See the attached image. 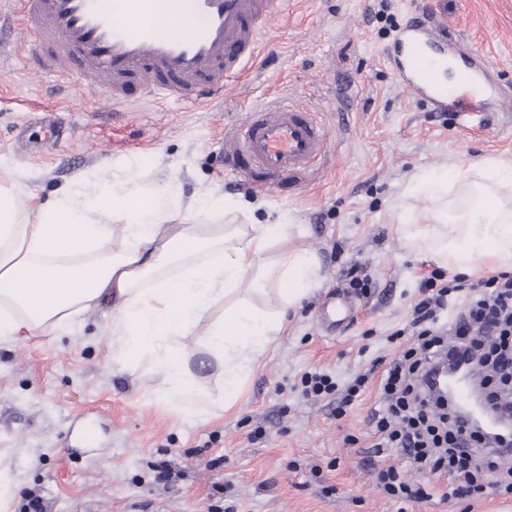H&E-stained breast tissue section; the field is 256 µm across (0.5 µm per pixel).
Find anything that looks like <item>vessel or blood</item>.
<instances>
[{
    "instance_id": "vessel-or-blood-1",
    "label": "vessel or blood",
    "mask_w": 512,
    "mask_h": 512,
    "mask_svg": "<svg viewBox=\"0 0 512 512\" xmlns=\"http://www.w3.org/2000/svg\"><path fill=\"white\" fill-rule=\"evenodd\" d=\"M0 28L30 25L48 52L42 67L75 77L87 97L108 91L113 103L128 99L130 83L163 104L187 95L212 101L225 82L243 70L258 50L260 27L279 18L285 0H190L200 26L179 16L162 25L152 19L153 0H8ZM448 49L436 29L403 31L394 73L413 98L436 109L455 107L457 124L470 123L492 90L469 57H461L453 83L441 80ZM329 133L307 110L278 104L251 112L226 143L233 155L268 175L307 168L321 156ZM352 315L347 294L326 298L322 321L339 327Z\"/></svg>"
}]
</instances>
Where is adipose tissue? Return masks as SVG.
<instances>
[{
  "label": "adipose tissue",
  "instance_id": "ef3b65f1",
  "mask_svg": "<svg viewBox=\"0 0 512 512\" xmlns=\"http://www.w3.org/2000/svg\"><path fill=\"white\" fill-rule=\"evenodd\" d=\"M470 168L425 178L439 204L438 233L408 224L412 247L459 274L494 264L512 270V203L499 189L512 187V164L492 165L485 183ZM468 194L458 210L448 205L449 185ZM24 184L0 171V343L71 327L82 314H112V363L134 369L151 356L161 374L149 390L182 419H206L217 402L196 387L194 354L183 339L197 336L208 366L224 378V404H232L247 370L284 327L290 308L317 285L308 253L265 254L285 216L265 223L228 224L231 202L212 191L184 199L166 181L102 174L94 192L73 182L51 201L24 209ZM194 214L208 216L191 223ZM282 286L276 312L238 299L242 285L266 292L270 277Z\"/></svg>",
  "mask_w": 512,
  "mask_h": 512
}]
</instances>
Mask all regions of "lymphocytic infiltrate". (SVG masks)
<instances>
[{
	"label": "lymphocytic infiltrate",
	"instance_id": "f902f5d3",
	"mask_svg": "<svg viewBox=\"0 0 512 512\" xmlns=\"http://www.w3.org/2000/svg\"><path fill=\"white\" fill-rule=\"evenodd\" d=\"M421 291L409 327L393 334L404 345L397 358H371L344 385L324 373H304L303 393L331 398L341 412L368 384L377 383L383 403L371 413L375 456L397 449L417 469L446 479L454 495L478 491L485 473L504 471L509 476L504 489L511 492L512 468L503 469L501 449L473 458L485 436L456 420L428 386L435 367L456 356L479 367L494 409L512 412V273L500 272L480 284L434 273L423 280Z\"/></svg>",
	"mask_w": 512,
	"mask_h": 512
}]
</instances>
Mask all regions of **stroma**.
<instances>
[{
  "label": "stroma",
  "mask_w": 512,
  "mask_h": 512,
  "mask_svg": "<svg viewBox=\"0 0 512 512\" xmlns=\"http://www.w3.org/2000/svg\"><path fill=\"white\" fill-rule=\"evenodd\" d=\"M448 26L449 48L492 63L493 96L483 129L459 128L452 112L412 100L389 59L399 33L417 20ZM0 53V167L27 186L23 207L83 175L94 191L103 168L238 200L225 223L268 213L288 227L268 256H315L318 286L289 310L277 343L249 372L235 404L207 422L178 420L147 391L161 376L149 361L134 373L113 367L108 314H84L72 329L0 345V467L21 489L7 512H512V493L494 475L482 496L431 497L401 504L381 492L364 460L375 440L370 385L337 416L328 400L304 396L301 377L325 371L348 381L367 360L397 356L390 341L407 326L434 261L408 250L401 210L431 221L429 193L406 195L422 171L484 162L512 164V0H288L283 17L259 34L257 59L223 99L166 107L132 95L114 115L108 95L79 97L56 72L40 70L33 35L5 33ZM288 101L312 111L330 134L305 170L249 179L233 174L224 136L255 108ZM64 111L69 138L56 142L43 121ZM370 286L354 294L350 323L330 330L319 307L351 265ZM167 463L173 479L159 483Z\"/></svg>",
  "instance_id": "stroma-1"
}]
</instances>
